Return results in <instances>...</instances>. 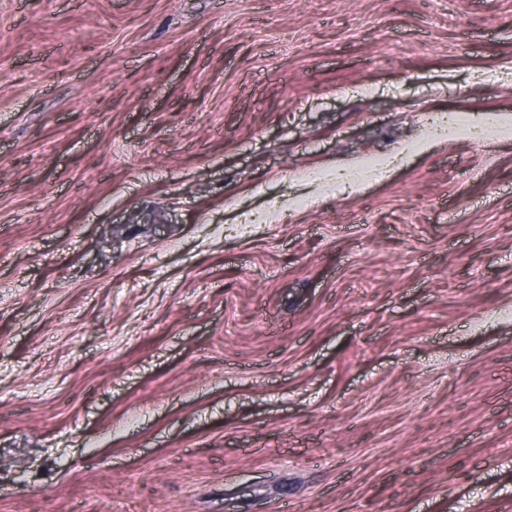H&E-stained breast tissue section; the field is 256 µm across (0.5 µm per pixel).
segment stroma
Wrapping results in <instances>:
<instances>
[{
  "label": "stroma",
  "instance_id": "obj_1",
  "mask_svg": "<svg viewBox=\"0 0 512 512\" xmlns=\"http://www.w3.org/2000/svg\"><path fill=\"white\" fill-rule=\"evenodd\" d=\"M512 0H0V512H512Z\"/></svg>",
  "mask_w": 512,
  "mask_h": 512
}]
</instances>
